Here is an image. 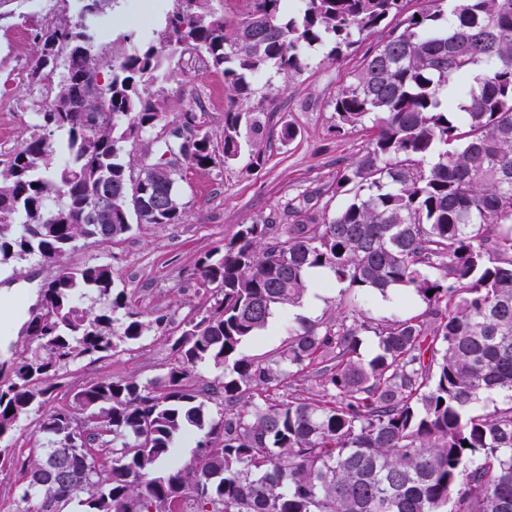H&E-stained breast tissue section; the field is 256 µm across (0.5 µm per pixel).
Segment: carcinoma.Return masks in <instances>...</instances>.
I'll return each instance as SVG.
<instances>
[{
	"label": "carcinoma",
	"mask_w": 512,
	"mask_h": 512,
	"mask_svg": "<svg viewBox=\"0 0 512 512\" xmlns=\"http://www.w3.org/2000/svg\"><path fill=\"white\" fill-rule=\"evenodd\" d=\"M110 2L84 0L76 22L52 15L35 36L31 75L47 100L0 161V263H57L82 239L124 236L133 219L181 222L180 164L169 144L152 158L145 143L166 114L151 87L176 52L224 74L229 165L260 130L254 78L302 71L317 44L338 58L386 30L333 102L336 132L370 120L375 133L337 174L348 199L332 217L241 224L199 262L206 305L184 321L160 379H101L46 408L77 357L115 354L165 323L127 304L110 265L59 268L27 326L41 353L0 383V466L15 463L11 432L30 412L49 438L21 463V500L33 512H512V402L475 409L512 392V0H426L420 19L397 24L404 0H297L289 18L284 0H244L231 16L224 0H175L161 28L109 59L108 21L81 23ZM49 35L65 49L44 67ZM88 66L111 80L90 90ZM184 132L196 142L186 164L215 161L202 125ZM102 173L112 223L92 224ZM335 283L355 304L407 290L426 309L397 305L369 359L358 353L369 326L341 315L288 327L268 359L240 355L274 311ZM90 294L96 306L74 302ZM208 365L224 375L205 377ZM300 375L320 397L266 395ZM215 394L217 417L205 412ZM187 431L199 435L191 466L176 448Z\"/></svg>",
	"instance_id": "carcinoma-1"
}]
</instances>
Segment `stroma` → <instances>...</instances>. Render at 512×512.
Returning <instances> with one entry per match:
<instances>
[{"label":"stroma","instance_id":"35a3bbf8","mask_svg":"<svg viewBox=\"0 0 512 512\" xmlns=\"http://www.w3.org/2000/svg\"><path fill=\"white\" fill-rule=\"evenodd\" d=\"M82 5L83 0H12L0 8V95L10 101L9 109L0 112V154L13 151L28 137L46 100L43 86L27 76L42 19L53 13L77 19ZM111 16L115 39L148 34L163 20L157 0H118ZM362 54V49L354 48L333 60L325 48L314 47L301 72L270 73L255 81V98L269 104L260 116L261 131L256 137L261 162L245 155L230 167L220 163L207 168L183 166L181 223L137 226L113 242H79L61 265H111L129 302L149 317L180 319L196 312L204 302L195 277L197 264L238 225L279 218L287 206L306 201L320 217L331 216L343 206L345 198L336 192V174L355 161L373 131L336 132L331 102ZM171 70L170 79L154 88L167 102V123L180 125L190 100H197L211 145L215 152H222L228 104L223 74L206 69L189 54L175 58ZM286 123L295 131L288 142L280 138ZM58 267L33 258L0 265V380L11 375L20 357L38 353L27 323L38 308L43 286ZM319 299V305L307 313L296 307L276 312L275 331H263L244 343L242 354L272 355L287 341L289 321L319 322L344 312L350 319L371 324V331L362 332L359 346L362 357L371 358L377 343L374 327L388 323L394 315L382 296H373L355 311L343 302L340 288L322 290ZM172 345L169 335L156 332L113 356L79 357L60 371L50 402L70 404L80 388L108 377L145 381L160 376L174 359Z\"/></svg>","mask_w":512,"mask_h":512}]
</instances>
